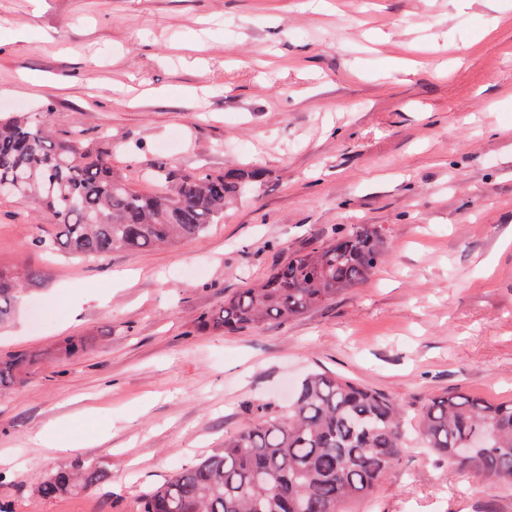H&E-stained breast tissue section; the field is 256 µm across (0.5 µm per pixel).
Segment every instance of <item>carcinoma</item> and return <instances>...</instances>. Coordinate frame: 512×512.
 Returning <instances> with one entry per match:
<instances>
[{"instance_id":"cac0c4a2","label":"carcinoma","mask_w":512,"mask_h":512,"mask_svg":"<svg viewBox=\"0 0 512 512\" xmlns=\"http://www.w3.org/2000/svg\"><path fill=\"white\" fill-rule=\"evenodd\" d=\"M21 169L29 182L15 194L45 205L61 227L57 243L47 247L89 258L197 239L232 197L264 176L258 169L191 175L164 169L168 186L144 194L119 180L107 156L92 152L82 137L56 142L25 113L0 119V180ZM384 247L379 227L355 224L224 299L213 320L235 332L302 315L364 283ZM39 277L36 270H0V323L12 315L22 284ZM35 361L26 355L0 361V387ZM412 435L473 478L512 486V402L447 393L429 399L411 429L395 399L323 372L302 381L286 412L225 437L224 447L144 493L137 512H342L373 491ZM107 481V472L79 463L41 477L38 492L54 498Z\"/></svg>"}]
</instances>
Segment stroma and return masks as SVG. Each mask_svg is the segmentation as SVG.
Here are the masks:
<instances>
[{"mask_svg":"<svg viewBox=\"0 0 512 512\" xmlns=\"http://www.w3.org/2000/svg\"><path fill=\"white\" fill-rule=\"evenodd\" d=\"M108 155L264 180L198 240L85 260L43 246L33 200L0 194V269H36L0 325L8 512H133L167 474L277 415L310 372L397 399L512 401V0H0V114ZM353 224L374 274L284 323H204L225 298ZM91 343L62 355L68 338ZM88 461L107 483L52 499ZM345 512H512V488L416 445ZM36 361V356H17L9 361H0V387L11 383L17 374ZM108 473L92 464L79 463L70 470L47 474L38 481V492L46 498L66 494L76 487L92 488L108 481Z\"/></svg>","mask_w":512,"mask_h":512,"instance_id":"1","label":"stroma"}]
</instances>
